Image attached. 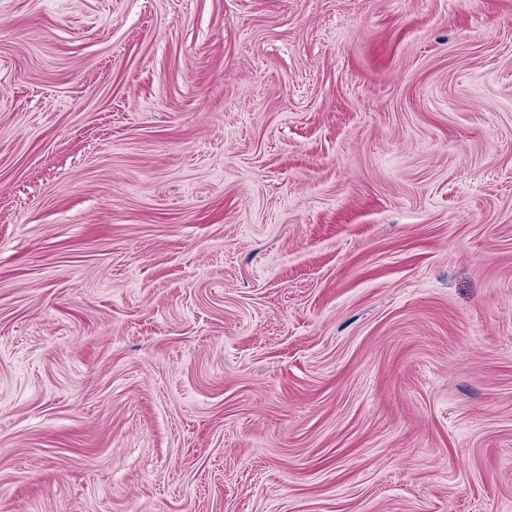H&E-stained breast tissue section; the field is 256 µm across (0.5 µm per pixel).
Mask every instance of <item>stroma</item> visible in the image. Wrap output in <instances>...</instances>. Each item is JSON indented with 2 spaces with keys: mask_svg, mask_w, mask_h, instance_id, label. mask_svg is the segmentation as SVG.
Returning <instances> with one entry per match:
<instances>
[{
  "mask_svg": "<svg viewBox=\"0 0 512 512\" xmlns=\"http://www.w3.org/2000/svg\"><path fill=\"white\" fill-rule=\"evenodd\" d=\"M0 512H512V0H0Z\"/></svg>",
  "mask_w": 512,
  "mask_h": 512,
  "instance_id": "stroma-1",
  "label": "stroma"
}]
</instances>
